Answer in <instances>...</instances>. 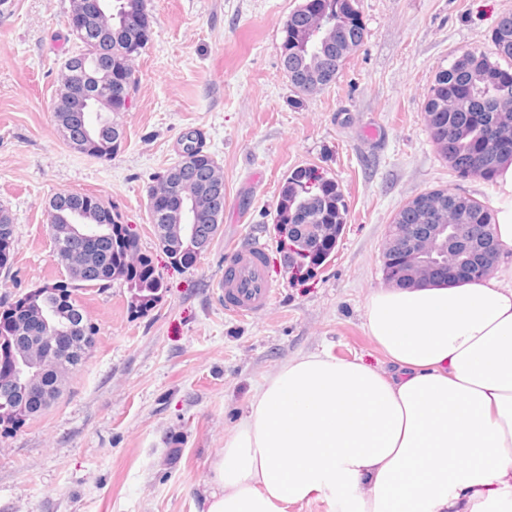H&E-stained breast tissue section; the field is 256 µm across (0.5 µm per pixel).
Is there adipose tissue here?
I'll return each mask as SVG.
<instances>
[{"mask_svg": "<svg viewBox=\"0 0 512 512\" xmlns=\"http://www.w3.org/2000/svg\"><path fill=\"white\" fill-rule=\"evenodd\" d=\"M496 236L512 249V164ZM373 367L300 354L252 391L196 512H512V261L492 275L379 288Z\"/></svg>", "mask_w": 512, "mask_h": 512, "instance_id": "obj_1", "label": "adipose tissue"}]
</instances>
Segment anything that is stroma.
Returning <instances> with one entry per match:
<instances>
[{"mask_svg":"<svg viewBox=\"0 0 512 512\" xmlns=\"http://www.w3.org/2000/svg\"><path fill=\"white\" fill-rule=\"evenodd\" d=\"M301 2L147 0L152 35L134 63L132 104L118 116L122 148L109 159L71 150L53 117L61 65L77 47L71 0L0 7V206L16 224L0 298L63 276L47 213L59 192L112 205L166 284L136 317L120 282L83 291L94 345L57 403L0 434V512H195L198 485L263 377L322 347L381 365L363 312L385 285L380 249L399 207L439 187L494 205L496 184L449 173L424 102L456 54L490 48L512 0H355L364 41L334 83L309 95L280 61L285 22ZM190 131L224 175V213L207 251L182 269L158 244L148 188L180 160ZM305 166L336 178L348 217L328 258L298 270L275 207L286 177ZM250 239L265 245L279 294L240 320L225 314L216 282L228 249Z\"/></svg>","mask_w":512,"mask_h":512,"instance_id":"35a3bbf8","label":"stroma"}]
</instances>
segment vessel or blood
<instances>
[{
    "mask_svg": "<svg viewBox=\"0 0 512 512\" xmlns=\"http://www.w3.org/2000/svg\"><path fill=\"white\" fill-rule=\"evenodd\" d=\"M263 254V244L254 240L233 248L230 263L217 284L226 314L254 318L272 306L276 290L265 274Z\"/></svg>",
    "mask_w": 512,
    "mask_h": 512,
    "instance_id": "vessel-or-blood-1",
    "label": "vessel or blood"
}]
</instances>
